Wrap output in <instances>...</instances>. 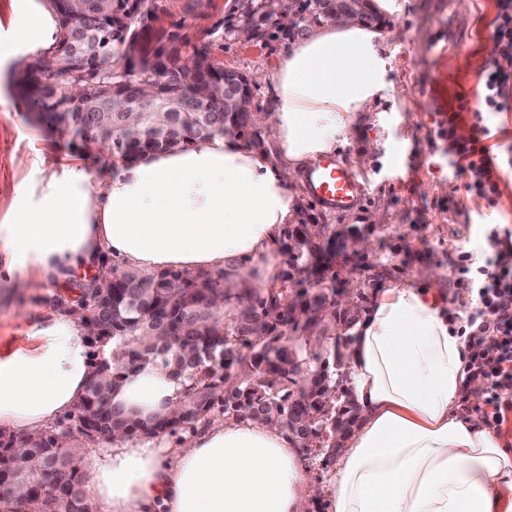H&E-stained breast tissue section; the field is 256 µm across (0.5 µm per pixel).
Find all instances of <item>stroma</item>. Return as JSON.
Returning <instances> with one entry per match:
<instances>
[{
  "label": "stroma",
  "mask_w": 512,
  "mask_h": 512,
  "mask_svg": "<svg viewBox=\"0 0 512 512\" xmlns=\"http://www.w3.org/2000/svg\"><path fill=\"white\" fill-rule=\"evenodd\" d=\"M495 0H393L383 11L380 28L388 86L362 112L353 113L336 149L355 168L364 186L357 209L336 214L300 193L293 218L297 224H326L337 236L356 231L367 235L372 252L359 260L352 277L370 296H378L403 280L439 288L448 307L461 311L467 290L458 285L452 265L473 251L483 227L512 231V174L504 175L496 211L468 195L465 175L435 150V104L428 90L435 75L447 73L448 93H466L472 109H480L483 70L489 61ZM191 38L214 23V56L225 68L252 78V109L267 113L271 90L259 74L273 73L281 53L300 42L287 24L266 23L259 38H249L244 20L232 13L228 0H214L205 13L175 12ZM40 50L20 49L0 63V222L11 214L24 187L51 174L78 167L96 178L101 164L72 144L70 136L48 134L25 116L22 99L11 87L13 71L35 64ZM72 284H55L39 296H0V325L20 328V311L44 317L73 307ZM308 478L309 512H326L328 487L335 464L319 453L302 454Z\"/></svg>",
  "instance_id": "35a3bbf8"
}]
</instances>
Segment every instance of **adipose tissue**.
<instances>
[{"label":"adipose tissue","mask_w":512,"mask_h":512,"mask_svg":"<svg viewBox=\"0 0 512 512\" xmlns=\"http://www.w3.org/2000/svg\"><path fill=\"white\" fill-rule=\"evenodd\" d=\"M378 30L325 25L270 76L277 154L225 135L150 152L90 179L72 169L25 188L0 224V283L25 293L115 266L205 270L228 288L271 282L298 174L334 152L353 113L386 89ZM465 344L437 288L403 281L370 305L350 344L363 421L339 461L331 512H512V449L460 413ZM76 311L50 314L0 354V429L40 434L72 413L92 372ZM163 365L118 398L147 416L174 398ZM101 512H305V471L286 433L215 422L177 441L116 437L83 469Z\"/></svg>","instance_id":"1"}]
</instances>
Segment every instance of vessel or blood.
I'll return each instance as SVG.
<instances>
[{
    "label": "vessel or blood",
    "instance_id": "1",
    "mask_svg": "<svg viewBox=\"0 0 512 512\" xmlns=\"http://www.w3.org/2000/svg\"><path fill=\"white\" fill-rule=\"evenodd\" d=\"M438 105L435 114L437 128L448 126V80L439 78L430 88ZM309 196L325 209L345 213L356 209L363 195V186L352 165L337 155H324L312 162L306 174Z\"/></svg>",
    "mask_w": 512,
    "mask_h": 512
}]
</instances>
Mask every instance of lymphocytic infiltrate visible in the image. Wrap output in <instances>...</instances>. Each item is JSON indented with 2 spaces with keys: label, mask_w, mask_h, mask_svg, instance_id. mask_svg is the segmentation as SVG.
<instances>
[{
  "label": "lymphocytic infiltrate",
  "mask_w": 512,
  "mask_h": 512,
  "mask_svg": "<svg viewBox=\"0 0 512 512\" xmlns=\"http://www.w3.org/2000/svg\"><path fill=\"white\" fill-rule=\"evenodd\" d=\"M492 26L493 50L484 70L482 108L472 111L471 132L459 133L462 114L470 111L466 94L460 93L441 135L448 141L451 165L468 178V194L494 207L501 197L502 173L512 169V145L494 151L484 116L512 109V0H496ZM486 248L485 264H473L467 253L458 260L456 273L468 290L469 302L463 311L449 314L448 325L465 343V394L480 400L485 426L499 433L512 419V233H489Z\"/></svg>",
  "instance_id": "lymphocytic-infiltrate-1"
}]
</instances>
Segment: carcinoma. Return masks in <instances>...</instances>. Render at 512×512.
<instances>
[{"label":"carcinoma","instance_id":"obj_1","mask_svg":"<svg viewBox=\"0 0 512 512\" xmlns=\"http://www.w3.org/2000/svg\"><path fill=\"white\" fill-rule=\"evenodd\" d=\"M174 0H72L57 16L55 55L47 69L17 71L13 86L28 119L47 133H65L91 152L109 141L112 166L150 151L185 149L231 134L247 148L263 145L258 119L224 100L241 89L238 73L213 62L192 72L183 48L213 56L210 36L191 43L165 27ZM234 11L259 27L273 17L268 0H245ZM279 252L286 267L268 286L226 288L208 271L112 270L105 290L89 294L99 317L91 344L112 343L113 362H95L77 406L80 432L120 435L194 430L215 416L265 423L298 448L331 459L354 432L361 411L351 398L349 346L360 310L336 301V233L327 224H287ZM169 368L179 385L168 412L141 417L115 400L123 382L148 364ZM15 435L0 432V484H18L39 512H93L73 451L57 434L26 439L17 467ZM52 480L51 488L42 481Z\"/></svg>","mask_w":512,"mask_h":512}]
</instances>
